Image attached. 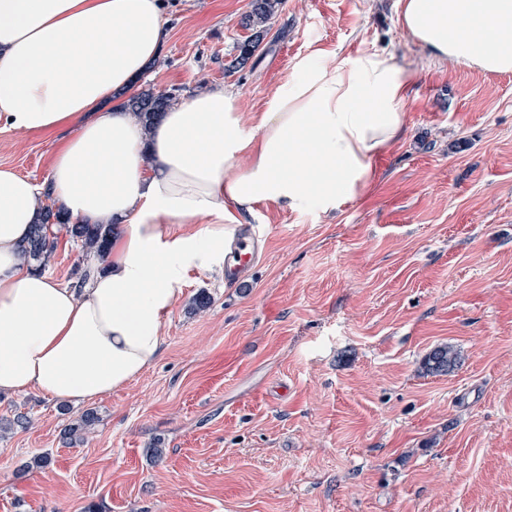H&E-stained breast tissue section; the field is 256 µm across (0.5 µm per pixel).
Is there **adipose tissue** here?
<instances>
[{"label": "adipose tissue", "instance_id": "1", "mask_svg": "<svg viewBox=\"0 0 512 512\" xmlns=\"http://www.w3.org/2000/svg\"><path fill=\"white\" fill-rule=\"evenodd\" d=\"M399 5L432 60L512 71V0ZM164 26L162 0H0V128L59 136L47 189L0 168V392L80 403L122 388L160 357L185 272L209 266L257 202L327 211L357 198L405 132L412 73L379 51L301 61L258 134L221 88L145 131L112 99L158 58ZM242 156L249 165L236 168ZM47 196L72 221L114 227L84 287L22 257Z\"/></svg>", "mask_w": 512, "mask_h": 512}]
</instances>
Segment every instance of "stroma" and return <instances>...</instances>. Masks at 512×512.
Masks as SVG:
<instances>
[{
  "label": "stroma",
  "mask_w": 512,
  "mask_h": 512,
  "mask_svg": "<svg viewBox=\"0 0 512 512\" xmlns=\"http://www.w3.org/2000/svg\"><path fill=\"white\" fill-rule=\"evenodd\" d=\"M251 0H165L137 90L234 93L247 130L300 61L388 50L413 78L404 136L358 199L254 207L247 283L189 270L160 359L86 403L0 394V512H512V72L428 59L398 0H281L234 68ZM53 136L0 129V166L44 183ZM49 277L92 265L56 229ZM210 305L195 310L199 293ZM449 345L455 367L422 360ZM83 441L64 431L84 412ZM37 454L45 467L21 472ZM457 353L451 346L441 345L431 350L423 360V369L427 373L448 372L456 363Z\"/></svg>",
  "instance_id": "stroma-1"
}]
</instances>
